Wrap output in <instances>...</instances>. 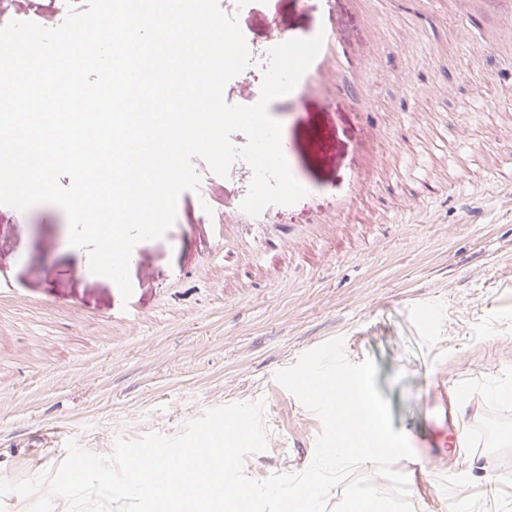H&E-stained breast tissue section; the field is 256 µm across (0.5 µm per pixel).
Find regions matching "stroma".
<instances>
[{
    "label": "stroma",
    "mask_w": 512,
    "mask_h": 512,
    "mask_svg": "<svg viewBox=\"0 0 512 512\" xmlns=\"http://www.w3.org/2000/svg\"><path fill=\"white\" fill-rule=\"evenodd\" d=\"M251 64L224 88H260L273 34L309 38L334 22L359 67L297 108L269 105L308 191L241 216L252 169L194 166L211 211L183 193L174 225L134 248L130 299L86 267L64 211L0 204V479L52 475L69 442L107 457L117 437L181 433L212 408L263 402L265 452L245 472L305 470L319 417L276 379L342 339L373 359L394 430L435 421L436 379L467 385L454 415L470 445L408 475L414 512H512V44L494 50L447 0H219ZM432 188L422 210L410 203Z\"/></svg>",
    "instance_id": "35a3bbf8"
}]
</instances>
